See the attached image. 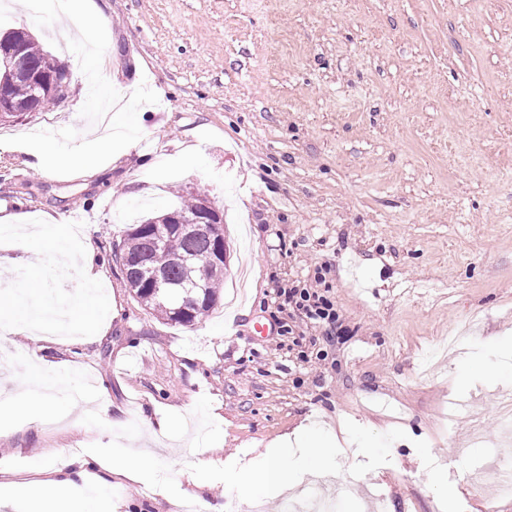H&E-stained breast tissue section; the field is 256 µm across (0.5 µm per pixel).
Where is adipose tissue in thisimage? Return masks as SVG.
<instances>
[{
    "instance_id": "1",
    "label": "adipose tissue",
    "mask_w": 512,
    "mask_h": 512,
    "mask_svg": "<svg viewBox=\"0 0 512 512\" xmlns=\"http://www.w3.org/2000/svg\"><path fill=\"white\" fill-rule=\"evenodd\" d=\"M1 226L12 229L15 249L27 252L33 246H42L44 251L76 266L83 282L96 279L93 242L83 240L79 252H72L70 235L54 219L25 224L19 215L6 214L0 215ZM68 371L67 362L38 358L28 365L17 392L0 400V417H17L41 424L61 419L69 412L70 405L59 401L55 391L61 376ZM301 439L305 448L299 458L284 445L272 449L258 462L242 465L228 460L218 464L211 460L196 461L186 464L184 473L197 483L215 468H222L226 490L242 499L252 498L259 488L282 490L293 486L300 473L325 474L331 469L336 451L324 441L322 428L306 430ZM71 463V471L52 468L43 479L0 480V504L11 512H102L111 475L121 474L135 481L149 475L159 486L168 483L167 469L152 454L138 448L124 447L116 453L83 448L73 455Z\"/></svg>"
}]
</instances>
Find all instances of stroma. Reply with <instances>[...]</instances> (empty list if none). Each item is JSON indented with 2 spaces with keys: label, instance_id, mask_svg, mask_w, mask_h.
I'll use <instances>...</instances> for the list:
<instances>
[{
  "label": "stroma",
  "instance_id": "obj_1",
  "mask_svg": "<svg viewBox=\"0 0 512 512\" xmlns=\"http://www.w3.org/2000/svg\"><path fill=\"white\" fill-rule=\"evenodd\" d=\"M69 32L0 0V30H29L65 67L70 94L0 125V204L72 225L96 247L107 331L56 343L12 333L19 356L0 391L40 356L69 360L71 388H105L123 436L164 419L154 442L168 494L113 476L110 512H175L200 497L216 512H282L277 497L231 499L217 471L197 486L185 461L248 462L283 437L322 427L350 477L390 512H512L475 474L502 437L494 404L484 441L448 402L512 394V0H96ZM100 39L110 64L87 94ZM139 102L126 111L129 99ZM137 130L104 169L62 148L104 111ZM43 168L31 165L32 152ZM202 194L224 220L230 257L217 303L190 328L149 314L108 258L129 225ZM80 224H72V215ZM328 271L345 331L278 311L276 293ZM65 296L48 256L0 243V289ZM292 331L280 332L282 323ZM317 344H310V337ZM74 407L68 422L0 421V468L14 481L108 448ZM366 443L365 466L351 452Z\"/></svg>",
  "mask_w": 512,
  "mask_h": 512
}]
</instances>
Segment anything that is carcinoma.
Listing matches in <instances>:
<instances>
[{"instance_id":"cac0c4a2","label":"carcinoma","mask_w":512,"mask_h":512,"mask_svg":"<svg viewBox=\"0 0 512 512\" xmlns=\"http://www.w3.org/2000/svg\"><path fill=\"white\" fill-rule=\"evenodd\" d=\"M26 46L25 54L16 60L22 70L40 73L63 72L62 66L48 54L27 33L18 32ZM210 250V241L204 234L186 236L176 232L167 223L165 215L156 217V223L133 225L126 234L122 245L113 250L116 263L121 267L124 278L134 297L156 318L168 324L183 327L193 326L204 316L219 298L224 273L211 271L205 280V290L198 294L184 295L180 304L164 303L158 291L147 280L154 270L166 274L168 280L180 282L187 271L178 259L185 256H205Z\"/></svg>"}]
</instances>
